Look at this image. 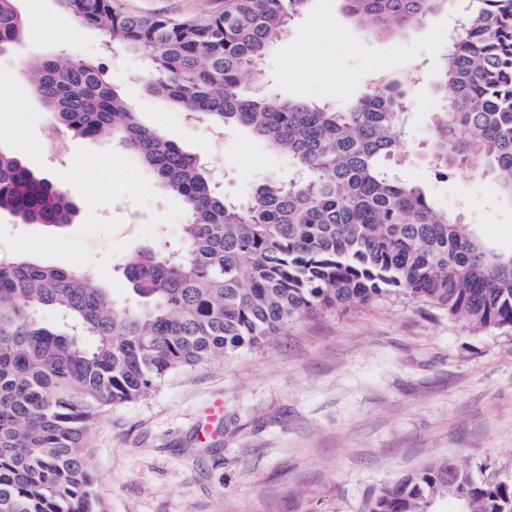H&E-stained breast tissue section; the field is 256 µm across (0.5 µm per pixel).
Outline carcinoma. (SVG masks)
Listing matches in <instances>:
<instances>
[{"label": "carcinoma", "mask_w": 512, "mask_h": 512, "mask_svg": "<svg viewBox=\"0 0 512 512\" xmlns=\"http://www.w3.org/2000/svg\"><path fill=\"white\" fill-rule=\"evenodd\" d=\"M114 54L141 57L136 81L187 118L245 128L288 159L286 176L224 198L217 175L142 124L105 63L35 55L20 68L57 124L110 136L186 206L175 248L136 251L122 273L133 297L83 268L0 263V512H106L90 467L95 426L167 376L257 347L288 323L392 296L424 302L474 330L512 327V254L389 174L411 158L397 82L336 111L257 96L249 87L293 20L314 0H219L178 18L119 0H57ZM347 16L390 37L449 11L453 0H340ZM16 0H0V51L19 41ZM425 160L437 176L488 178L512 202V0H470L449 35ZM0 210L25 224H70L79 208L59 185L0 150ZM455 485L448 486V472ZM463 495L468 512H512V485L444 459L382 484L363 512H433Z\"/></svg>", "instance_id": "obj_1"}]
</instances>
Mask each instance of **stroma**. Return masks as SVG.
<instances>
[{
  "label": "stroma",
  "mask_w": 512,
  "mask_h": 512,
  "mask_svg": "<svg viewBox=\"0 0 512 512\" xmlns=\"http://www.w3.org/2000/svg\"><path fill=\"white\" fill-rule=\"evenodd\" d=\"M29 31L0 53V149L63 187L73 223L24 224L0 211V262L90 268L115 298L133 252L177 241L185 207L111 138L55 131L51 112L18 65L34 53L102 54L98 30L78 27L55 0H17ZM450 15L389 38L349 21L337 0H315L269 57V89L284 99L344 108L374 79L400 81L408 104L400 164L439 207L463 213L492 246L512 250V207L492 181L437 178L422 158ZM114 87L142 124L197 153L238 198L263 176L285 173L284 156L243 129L211 136L133 80L139 58L106 59ZM468 459L512 485V329L472 332L422 303L388 299L303 319L269 344L170 375L145 398L97 424L91 466L108 512H361L386 481L425 463Z\"/></svg>",
  "instance_id": "1"
}]
</instances>
